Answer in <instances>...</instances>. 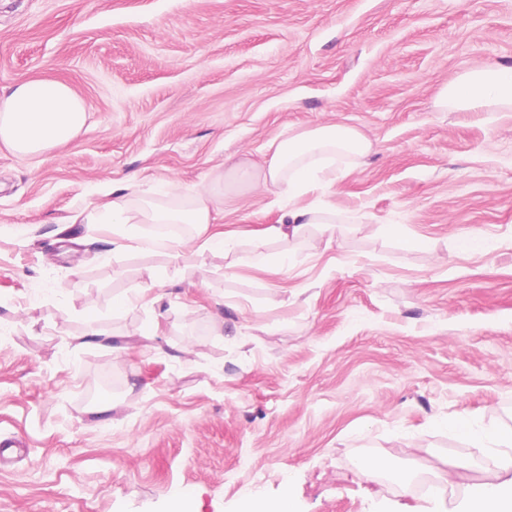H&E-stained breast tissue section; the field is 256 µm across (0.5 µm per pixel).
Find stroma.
I'll return each instance as SVG.
<instances>
[{
	"instance_id": "stroma-1",
	"label": "stroma",
	"mask_w": 512,
	"mask_h": 512,
	"mask_svg": "<svg viewBox=\"0 0 512 512\" xmlns=\"http://www.w3.org/2000/svg\"><path fill=\"white\" fill-rule=\"evenodd\" d=\"M508 63L512 0H0V86L61 80L88 107L44 153L0 142V439L28 448L0 461V512H172L183 492L241 512L285 488L294 512H462L494 476L442 422L512 426V112L437 95ZM326 123L373 145L302 199L344 239L232 267L117 248L97 220L113 182L190 194ZM289 206L242 187L220 229L243 256ZM147 267L185 278L113 313ZM369 457L472 468L439 504L361 479Z\"/></svg>"
}]
</instances>
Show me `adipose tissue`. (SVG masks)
<instances>
[{
    "label": "adipose tissue",
    "instance_id": "1",
    "mask_svg": "<svg viewBox=\"0 0 512 512\" xmlns=\"http://www.w3.org/2000/svg\"><path fill=\"white\" fill-rule=\"evenodd\" d=\"M438 104L444 110L512 112V65L464 73L441 91ZM86 112L84 100L65 82L14 80L0 88V141L21 154L42 153L73 138L83 127ZM371 150L370 141L354 128L329 124L289 133L270 146L263 165L242 162L236 170L275 196L295 199L323 180H335L337 162L366 156ZM223 217L212 189L192 195L173 189L164 196L141 199L130 178L113 185L100 211L101 222L113 225L136 249H160L174 257L180 256L189 242L201 253H229L224 232L216 228ZM335 222V212L296 205L289 208L284 222L269 226L263 236L292 247L307 235L321 236L334 230ZM145 224H187L192 233L187 239L155 240L142 235ZM453 427L470 433L475 443L492 447L485 466L496 480L475 488L466 512H512V432L501 430L491 437L473 433L460 418Z\"/></svg>",
    "mask_w": 512,
    "mask_h": 512
}]
</instances>
